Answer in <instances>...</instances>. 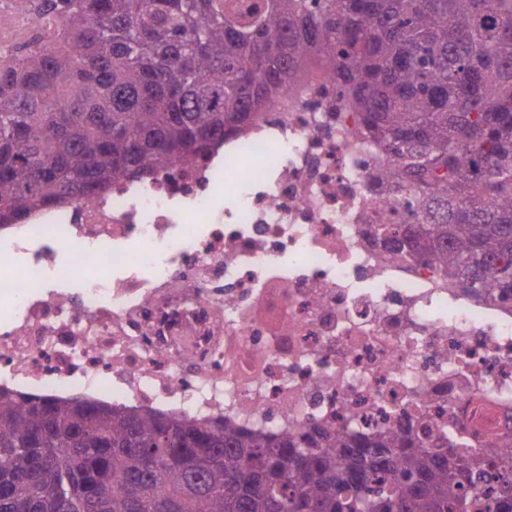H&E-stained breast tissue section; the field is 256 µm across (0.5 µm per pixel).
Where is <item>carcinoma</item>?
<instances>
[{"label": "carcinoma", "mask_w": 512, "mask_h": 512, "mask_svg": "<svg viewBox=\"0 0 512 512\" xmlns=\"http://www.w3.org/2000/svg\"><path fill=\"white\" fill-rule=\"evenodd\" d=\"M18 2L59 30L0 57V225L205 156L319 53L391 158L389 251L512 295V0ZM434 441L1 389L0 512H512L503 449Z\"/></svg>", "instance_id": "1"}]
</instances>
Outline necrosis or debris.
<instances>
[{"label": "necrosis or debris", "instance_id": "necrosis-or-debris-1", "mask_svg": "<svg viewBox=\"0 0 512 512\" xmlns=\"http://www.w3.org/2000/svg\"><path fill=\"white\" fill-rule=\"evenodd\" d=\"M56 20L0 0V46ZM318 57L205 158L0 227V389L283 436L512 447V302L389 253Z\"/></svg>", "mask_w": 512, "mask_h": 512}]
</instances>
